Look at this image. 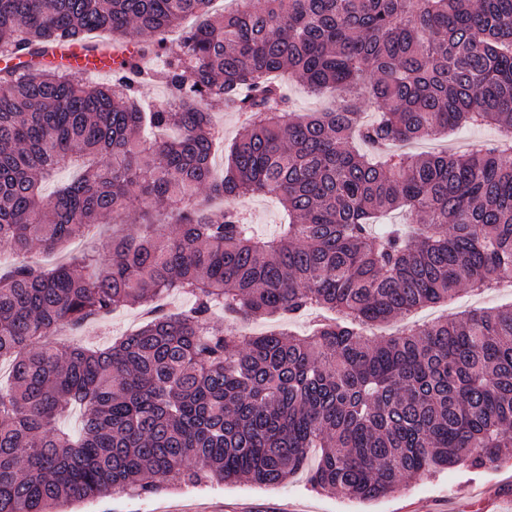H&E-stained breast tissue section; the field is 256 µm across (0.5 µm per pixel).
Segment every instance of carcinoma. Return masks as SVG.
<instances>
[{
	"mask_svg": "<svg viewBox=\"0 0 512 512\" xmlns=\"http://www.w3.org/2000/svg\"><path fill=\"white\" fill-rule=\"evenodd\" d=\"M0 0V247L51 249L129 207L146 230L101 255L0 275V512L299 473L371 501L512 448V306L372 339L367 331L466 288L512 283V139L471 154L387 145L453 127L512 131V0ZM181 51L166 35L188 17ZM107 32L153 37L157 68L93 85L32 58ZM342 92L285 119L278 75ZM160 80L170 100L144 105ZM214 99L245 117L211 170ZM379 106L359 122L361 104ZM81 169L51 199L42 184ZM271 194L288 223L257 237L238 200ZM400 210L414 230L389 225ZM177 225L151 231L157 217ZM193 298L99 351L41 343L158 294ZM336 313L309 336L211 324ZM84 406L80 432L59 426ZM316 463L308 466L311 455Z\"/></svg>",
	"mask_w": 512,
	"mask_h": 512,
	"instance_id": "obj_1",
	"label": "carcinoma"
}]
</instances>
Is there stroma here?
Wrapping results in <instances>:
<instances>
[{
    "instance_id": "1",
    "label": "stroma",
    "mask_w": 512,
    "mask_h": 512,
    "mask_svg": "<svg viewBox=\"0 0 512 512\" xmlns=\"http://www.w3.org/2000/svg\"><path fill=\"white\" fill-rule=\"evenodd\" d=\"M492 127L460 128L443 135L418 141L417 153L441 150L469 151L496 140ZM254 224L258 234L275 236L287 218L281 204L268 196H253L239 202ZM141 224L138 215L129 211L114 216L111 223L101 225L96 232L78 235L49 253L33 249L18 256L10 249L0 250V271L8 272L19 262L51 267L74 256L103 250L112 235H138ZM512 305V288H499L475 296L460 292L447 304L426 308L416 314V322L453 318L473 308H497ZM151 316L149 309L125 307L87 326L83 331H66L49 337L57 347L80 343L91 348H103L119 336L136 330ZM512 476V456L504 458L499 467L473 471L463 466L426 474L408 480L398 491L370 502L351 501L337 495L315 491L305 475L299 474L285 484L261 488L249 483H207L165 490L152 495L130 497L115 493L107 497L72 503V512H487L481 500L483 491Z\"/></svg>"
}]
</instances>
